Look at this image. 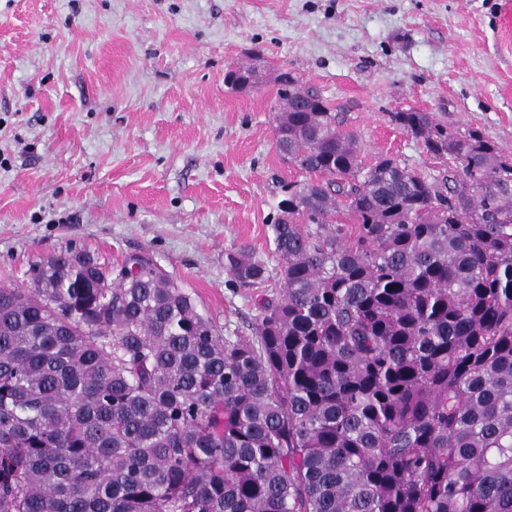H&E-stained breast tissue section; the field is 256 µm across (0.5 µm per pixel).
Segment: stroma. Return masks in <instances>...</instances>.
I'll list each match as a JSON object with an SVG mask.
<instances>
[{"instance_id":"obj_1","label":"stroma","mask_w":512,"mask_h":512,"mask_svg":"<svg viewBox=\"0 0 512 512\" xmlns=\"http://www.w3.org/2000/svg\"><path fill=\"white\" fill-rule=\"evenodd\" d=\"M252 69L238 90L229 69ZM319 92L363 164L448 162L392 119L432 113L512 153V0H0V280L73 244L147 255L225 334L279 290L273 224L310 174L275 145L277 77ZM263 262L235 283L226 253Z\"/></svg>"}]
</instances>
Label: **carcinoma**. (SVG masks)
Instances as JSON below:
<instances>
[{
  "label": "carcinoma",
  "instance_id": "obj_1",
  "mask_svg": "<svg viewBox=\"0 0 512 512\" xmlns=\"http://www.w3.org/2000/svg\"><path fill=\"white\" fill-rule=\"evenodd\" d=\"M278 83L279 147L320 179L278 204L251 335L147 255L114 276L68 246L0 285V512H512V156L396 112L448 176L366 166Z\"/></svg>",
  "mask_w": 512,
  "mask_h": 512
}]
</instances>
